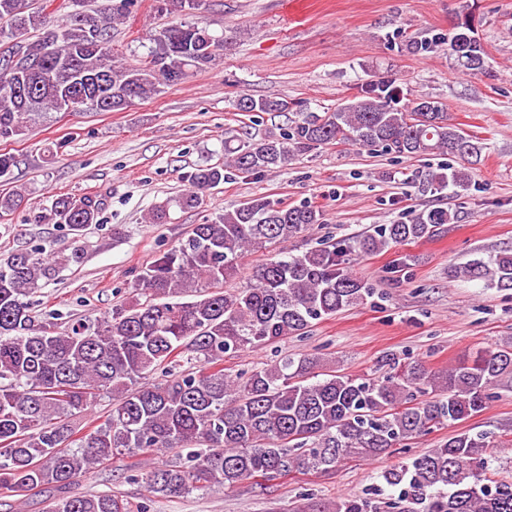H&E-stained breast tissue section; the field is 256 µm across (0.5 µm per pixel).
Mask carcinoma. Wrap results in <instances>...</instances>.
I'll use <instances>...</instances> for the list:
<instances>
[{"instance_id": "carcinoma-1", "label": "carcinoma", "mask_w": 512, "mask_h": 512, "mask_svg": "<svg viewBox=\"0 0 512 512\" xmlns=\"http://www.w3.org/2000/svg\"><path fill=\"white\" fill-rule=\"evenodd\" d=\"M0 0V56L20 64L46 65L44 80L20 70L30 85L22 100L0 96V142L24 134L27 124L65 112L78 92V69L94 77L87 86L103 96L96 112L127 108L125 96L150 99L161 87L177 85L189 73L215 64L224 38L208 25L173 23L153 35L155 48L139 65L117 60L107 24L85 12L61 14L51 24L55 0ZM203 0H163L171 12L197 10ZM448 43L463 71H479L486 52L468 17L448 37L410 44L425 53ZM239 112H287L276 98L236 101ZM335 141L376 146L401 154L447 153L461 165L431 170L426 182L436 192L465 188L482 144L460 131L440 101L420 97L400 106L393 82L380 76L360 86L336 110L319 116L299 112L289 128L260 139L224 141V163L200 166L191 189L156 208L163 223L170 206L198 208L203 192L229 178V171L261 176L282 169L297 155ZM20 189L0 192V213L15 211ZM100 202L58 196L35 221L64 225L71 243L60 250L20 248L0 258V495L26 496L40 489L63 490L90 469L118 455L153 456L187 450L146 478V491L175 497L212 486L233 487L250 478L271 480L291 472L327 473L342 463L393 452L438 428L482 412L494 389L512 378V342L475 352L446 369L421 362L395 364L385 380L331 370L319 377L317 358H287L232 376L224 358L257 350L290 336H302L316 322L359 305L371 294L345 266L355 252L372 254L429 238L454 216L422 210L407 222L382 224L373 234L323 242L299 254L268 258L252 267L251 283L234 291L235 278L250 250L280 244L322 223L317 208L275 205L252 199L222 210L159 253L137 276L131 297L94 319L64 329L35 325L24 298L55 279L60 269L85 258V232L98 224ZM469 280H488L512 290V252L475 258L452 269ZM161 372L166 380L146 383ZM112 408L103 423L79 435L75 418L97 399ZM486 432L462 431L439 447L381 474L397 498L385 506L367 498L338 497L306 506V512H380L406 504L404 512H512V479L486 476L492 449ZM46 512H132L110 492L65 494L49 500Z\"/></svg>"}]
</instances>
